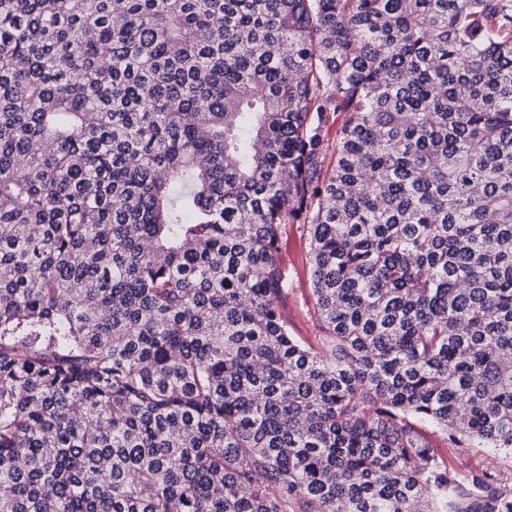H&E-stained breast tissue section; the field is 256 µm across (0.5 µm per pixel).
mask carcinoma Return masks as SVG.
<instances>
[{"label": "carcinoma", "instance_id": "obj_1", "mask_svg": "<svg viewBox=\"0 0 512 512\" xmlns=\"http://www.w3.org/2000/svg\"><path fill=\"white\" fill-rule=\"evenodd\" d=\"M419 422L512 452V0H0V512H512ZM306 248L299 233L288 227V244L285 252V261L288 265V288L285 294V303L288 308L294 333L296 336H314L315 328L300 309H312V296L309 282V270L306 264Z\"/></svg>", "mask_w": 512, "mask_h": 512}]
</instances>
